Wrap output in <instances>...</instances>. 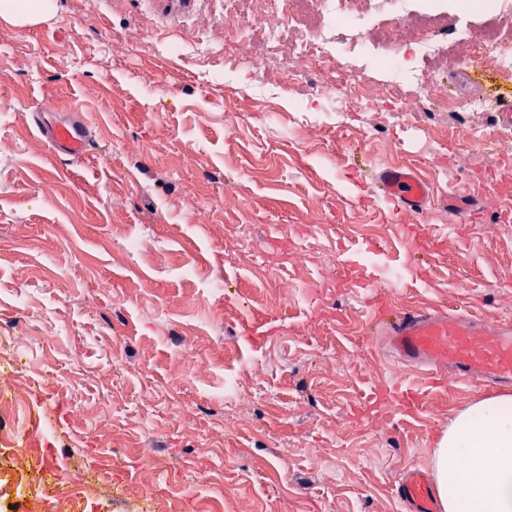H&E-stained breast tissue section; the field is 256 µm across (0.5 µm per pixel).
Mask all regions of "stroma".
<instances>
[{"mask_svg":"<svg viewBox=\"0 0 512 512\" xmlns=\"http://www.w3.org/2000/svg\"><path fill=\"white\" fill-rule=\"evenodd\" d=\"M57 2L40 25L0 23V386L54 433L41 442L0 411V512H403L397 477L432 471L436 437L483 391L386 401L408 371L367 351L342 259L368 243L364 224L404 255L374 178L411 166L434 186L424 227L450 230L386 302L512 320V127L492 122L512 78H464L485 33L512 42V2L407 0L401 15L351 0L392 53L409 24L442 43L419 112L341 124L318 96L331 60L288 98L225 86L224 0L169 16L151 0ZM196 42L211 54H175ZM476 96L487 111L440 107ZM48 103L94 119L85 158L50 154L31 123ZM477 131L501 155L474 151ZM450 193L478 197L476 222L453 223ZM98 448L122 460L111 475L84 467ZM45 455L68 460L71 481L28 483Z\"/></svg>","mask_w":512,"mask_h":512,"instance_id":"obj_1","label":"stroma"}]
</instances>
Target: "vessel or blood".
<instances>
[{"mask_svg":"<svg viewBox=\"0 0 512 512\" xmlns=\"http://www.w3.org/2000/svg\"><path fill=\"white\" fill-rule=\"evenodd\" d=\"M32 120L53 154L73 159L86 155L91 127L80 110L60 113L48 106L33 113ZM376 185L390 210L406 218L405 223L396 227L398 235L416 248L431 249L433 233L416 222L433 195L431 184L412 169L382 166L376 173ZM368 254L374 258L376 273L372 283L359 289L358 298L369 326L381 327L400 363L426 371L436 379L451 374L453 382L463 385L479 384L494 389L512 383L511 322L491 323L470 313L450 315L435 308H406L377 321L375 315L381 301L376 286L396 287L409 275L411 263L406 260L395 266L386 265L382 245L368 244L347 254V274L355 275ZM424 395V389L405 381L395 382L387 393L388 398L406 406L418 404ZM395 491L407 512H439L432 481L422 469L404 471Z\"/></svg>","mask_w":512,"mask_h":512,"instance_id":"obj_1","label":"vessel or blood"}]
</instances>
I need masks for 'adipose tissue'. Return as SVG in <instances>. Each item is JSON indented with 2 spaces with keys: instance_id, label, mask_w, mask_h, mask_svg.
<instances>
[{
  "instance_id": "obj_1",
  "label": "adipose tissue",
  "mask_w": 512,
  "mask_h": 512,
  "mask_svg": "<svg viewBox=\"0 0 512 512\" xmlns=\"http://www.w3.org/2000/svg\"><path fill=\"white\" fill-rule=\"evenodd\" d=\"M56 11V0H0V21L15 27ZM432 464L444 512H512V394L460 408L436 440Z\"/></svg>"
}]
</instances>
